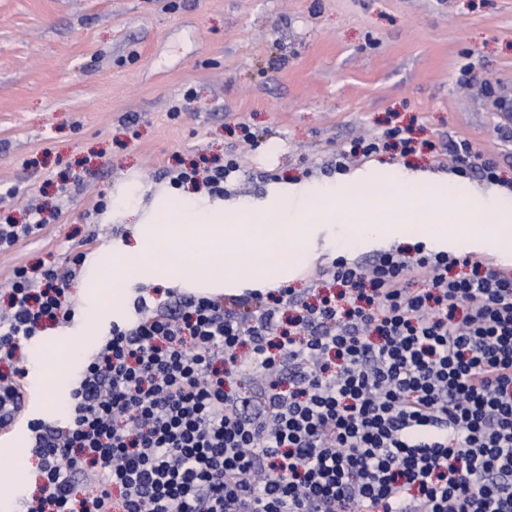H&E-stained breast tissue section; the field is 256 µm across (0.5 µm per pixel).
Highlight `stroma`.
Listing matches in <instances>:
<instances>
[{
    "label": "stroma",
    "instance_id": "35a3bbf8",
    "mask_svg": "<svg viewBox=\"0 0 512 512\" xmlns=\"http://www.w3.org/2000/svg\"><path fill=\"white\" fill-rule=\"evenodd\" d=\"M508 106L512 0H0V220L33 199L47 218L0 251V293L18 266L101 262L203 156L241 166L205 194L228 207L379 164L451 177L392 151L337 169L412 122L512 179Z\"/></svg>",
    "mask_w": 512,
    "mask_h": 512
}]
</instances>
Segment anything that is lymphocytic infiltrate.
Here are the masks:
<instances>
[{"label": "lymphocytic infiltrate", "instance_id": "1", "mask_svg": "<svg viewBox=\"0 0 512 512\" xmlns=\"http://www.w3.org/2000/svg\"><path fill=\"white\" fill-rule=\"evenodd\" d=\"M66 269L15 268L0 428L24 345L71 323ZM293 288L135 299L70 392L30 418L23 512H512V276L388 251Z\"/></svg>", "mask_w": 512, "mask_h": 512}]
</instances>
